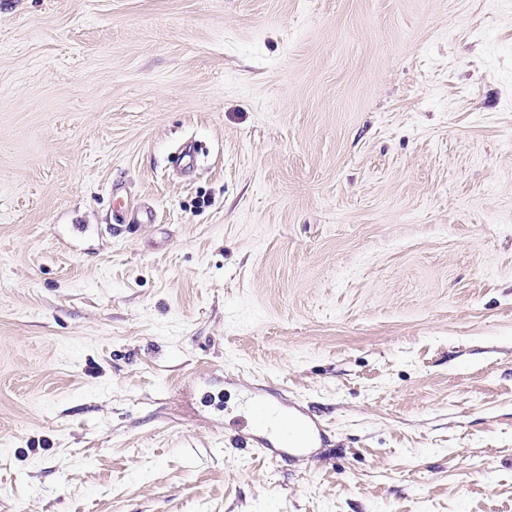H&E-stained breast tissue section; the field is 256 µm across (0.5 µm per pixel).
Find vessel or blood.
Instances as JSON below:
<instances>
[{
	"label": "vessel or blood",
	"instance_id": "b4317fda",
	"mask_svg": "<svg viewBox=\"0 0 512 512\" xmlns=\"http://www.w3.org/2000/svg\"><path fill=\"white\" fill-rule=\"evenodd\" d=\"M114 215L118 220L146 224L152 219L148 208L129 207L121 189H113ZM248 418L238 435L240 444L269 455L299 462L308 458L312 449L328 441L323 423L304 407L284 404L272 393L251 397Z\"/></svg>",
	"mask_w": 512,
	"mask_h": 512
}]
</instances>
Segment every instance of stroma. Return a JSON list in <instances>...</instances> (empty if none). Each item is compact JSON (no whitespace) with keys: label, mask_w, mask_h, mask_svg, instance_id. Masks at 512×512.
<instances>
[{"label":"stroma","mask_w":512,"mask_h":512,"mask_svg":"<svg viewBox=\"0 0 512 512\" xmlns=\"http://www.w3.org/2000/svg\"><path fill=\"white\" fill-rule=\"evenodd\" d=\"M0 512H512V0H0ZM113 215L122 222L135 224H148L152 220V211L149 208H130L122 190L115 186L112 189ZM280 399L272 393L252 396L238 441L273 459L299 462L310 456L312 448L328 442L327 430L309 410Z\"/></svg>","instance_id":"35a3bbf8"}]
</instances>
